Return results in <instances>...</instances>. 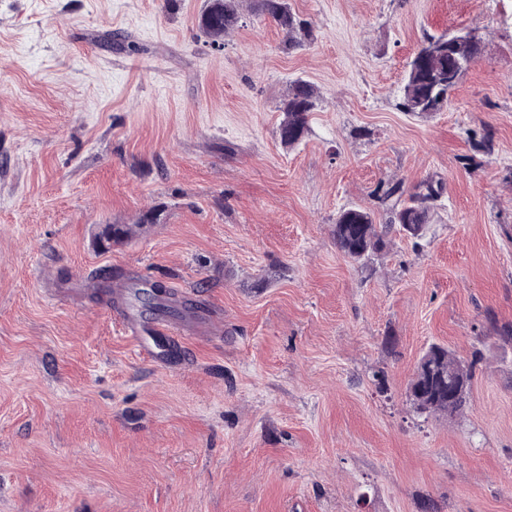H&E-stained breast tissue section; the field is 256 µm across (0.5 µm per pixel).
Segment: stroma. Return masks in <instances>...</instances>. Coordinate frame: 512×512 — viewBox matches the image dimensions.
<instances>
[{"label":"stroma","instance_id":"35a3bbf8","mask_svg":"<svg viewBox=\"0 0 512 512\" xmlns=\"http://www.w3.org/2000/svg\"><path fill=\"white\" fill-rule=\"evenodd\" d=\"M288 3L292 52L252 12L211 44L205 0H0V512H512V0ZM459 30L447 105L402 112ZM391 179L441 183L428 230L353 261L336 217ZM115 298L193 332L145 355ZM434 343L475 363L454 417L409 396ZM457 34L427 37L408 62L404 94L399 103L403 112L429 116L447 105L451 91L479 55V45L473 51L460 49L461 57L468 56L469 62L465 69L458 68L448 58V51L459 45L448 41ZM318 95L314 85L297 79L290 83L282 102L284 114L278 127L280 141L287 146L299 143L308 131V116L317 106Z\"/></svg>","mask_w":512,"mask_h":512}]
</instances>
